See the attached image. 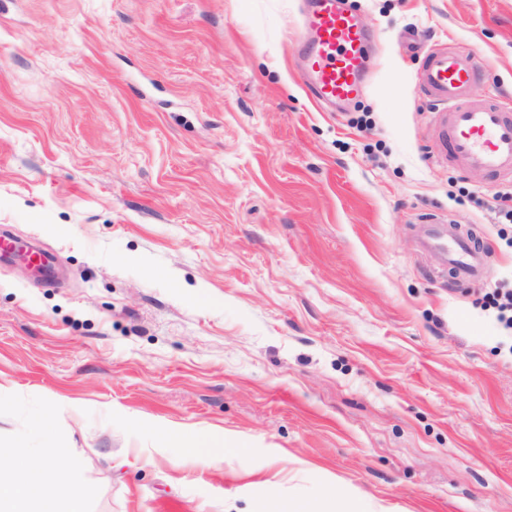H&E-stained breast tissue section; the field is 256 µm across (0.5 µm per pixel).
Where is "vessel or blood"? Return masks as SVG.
Listing matches in <instances>:
<instances>
[{"mask_svg": "<svg viewBox=\"0 0 512 512\" xmlns=\"http://www.w3.org/2000/svg\"><path fill=\"white\" fill-rule=\"evenodd\" d=\"M301 26L293 52L308 92L328 107L358 99L369 75L373 36L356 10L348 0H305ZM478 79L469 55L436 48L425 57L415 92L437 108L438 138L449 158L494 177L512 175V113L474 98ZM424 235V246L457 280L483 279L487 254L471 236L449 229L439 217L431 219Z\"/></svg>", "mask_w": 512, "mask_h": 512, "instance_id": "obj_1", "label": "vessel or blood"}]
</instances>
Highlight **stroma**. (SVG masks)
I'll return each mask as SVG.
<instances>
[{"label": "stroma", "mask_w": 512, "mask_h": 512, "mask_svg": "<svg viewBox=\"0 0 512 512\" xmlns=\"http://www.w3.org/2000/svg\"><path fill=\"white\" fill-rule=\"evenodd\" d=\"M364 95L295 76L300 0H0V226L56 285L0 261V447L69 406L59 466L85 512H512V275L502 181L441 154L422 52L470 54L512 107V0H355ZM370 132L359 131L362 114ZM435 215L491 256L455 280ZM205 430L219 465L156 445ZM486 296L488 301L485 306L495 310L496 319L507 333L506 335H512V275L510 286L507 279L502 280L499 286Z\"/></svg>", "instance_id": "obj_1"}]
</instances>
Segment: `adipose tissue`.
<instances>
[{"mask_svg":"<svg viewBox=\"0 0 512 512\" xmlns=\"http://www.w3.org/2000/svg\"><path fill=\"white\" fill-rule=\"evenodd\" d=\"M66 409L56 402L42 410L32 429L40 437L38 444L25 436L14 440L12 473L0 478V512H84L89 486L81 461L71 459L64 468L55 464L61 449L51 426Z\"/></svg>","mask_w":512,"mask_h":512,"instance_id":"adipose-tissue-1","label":"adipose tissue"}]
</instances>
